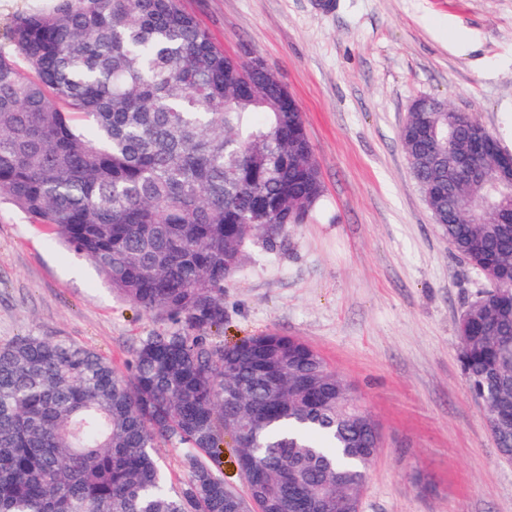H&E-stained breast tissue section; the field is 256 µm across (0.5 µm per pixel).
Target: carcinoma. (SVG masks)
<instances>
[{"mask_svg":"<svg viewBox=\"0 0 512 512\" xmlns=\"http://www.w3.org/2000/svg\"><path fill=\"white\" fill-rule=\"evenodd\" d=\"M3 37L0 195L170 325L124 374L69 340L0 344V512H359L379 430L321 354L274 332L207 337L246 244L278 251L321 201L288 89L225 55L179 0H56ZM414 174L439 185L435 224L489 284L460 316V360L512 461V224L471 210L477 186L448 196V168ZM160 443L186 449L177 492ZM226 447L251 465L245 496L224 482Z\"/></svg>","mask_w":512,"mask_h":512,"instance_id":"obj_1","label":"carcinoma"}]
</instances>
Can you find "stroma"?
<instances>
[{"mask_svg":"<svg viewBox=\"0 0 512 512\" xmlns=\"http://www.w3.org/2000/svg\"><path fill=\"white\" fill-rule=\"evenodd\" d=\"M227 55L260 57L297 101L324 196L279 251L247 250L224 286V342L273 331L316 349L379 426L360 512H512L459 362L484 280L437 228L399 138L437 97L512 153V0H181ZM163 321L0 199V344L31 332L125 371Z\"/></svg>","mask_w":512,"mask_h":512,"instance_id":"1","label":"stroma"}]
</instances>
